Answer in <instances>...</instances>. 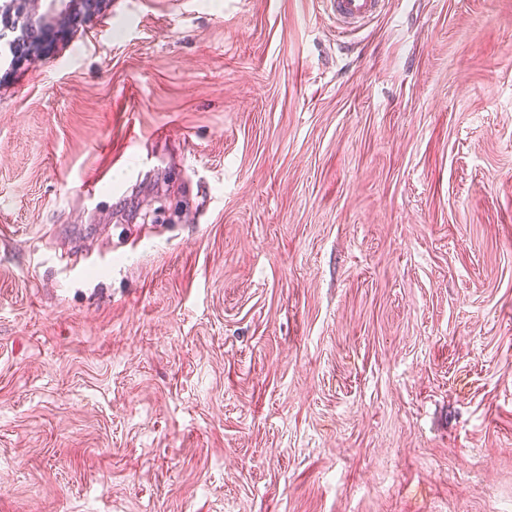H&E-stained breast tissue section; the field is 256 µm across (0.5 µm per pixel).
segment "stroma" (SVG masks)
Instances as JSON below:
<instances>
[{
	"label": "stroma",
	"mask_w": 512,
	"mask_h": 512,
	"mask_svg": "<svg viewBox=\"0 0 512 512\" xmlns=\"http://www.w3.org/2000/svg\"><path fill=\"white\" fill-rule=\"evenodd\" d=\"M52 17L0 59V512H512V0ZM323 11L336 20V30L345 34L349 27L362 26L379 16L386 0H321Z\"/></svg>",
	"instance_id": "1"
}]
</instances>
